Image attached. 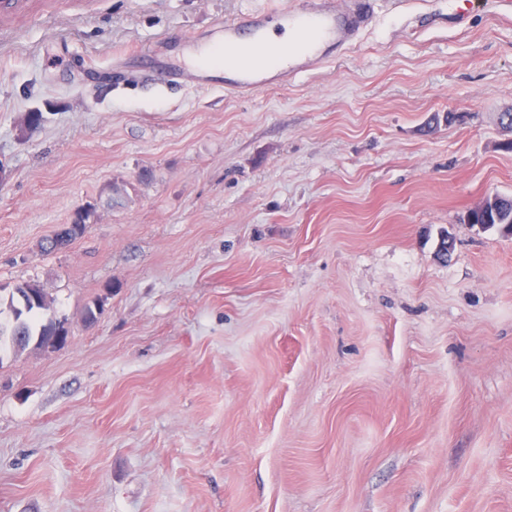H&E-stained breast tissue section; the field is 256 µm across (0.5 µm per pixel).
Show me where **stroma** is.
<instances>
[{"instance_id":"35a3bbf8","label":"stroma","mask_w":512,"mask_h":512,"mask_svg":"<svg viewBox=\"0 0 512 512\" xmlns=\"http://www.w3.org/2000/svg\"><path fill=\"white\" fill-rule=\"evenodd\" d=\"M286 2L0 16V296L69 331L0 356V512H512V236L461 220L512 197V20L385 0L317 75L194 85ZM94 209L91 205L75 210L71 216L69 224L62 233H55L54 237L47 240L43 248L46 251H52L69 245L71 242L81 238L89 224L94 220Z\"/></svg>"}]
</instances>
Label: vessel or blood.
<instances>
[{"mask_svg": "<svg viewBox=\"0 0 512 512\" xmlns=\"http://www.w3.org/2000/svg\"><path fill=\"white\" fill-rule=\"evenodd\" d=\"M373 18L372 0H353L347 8L337 6L336 0H298L291 7L250 11L227 20L217 46L227 71L223 89L246 96L314 74L335 60L337 48H355ZM273 26L294 30L296 46L269 41L265 32Z\"/></svg>", "mask_w": 512, "mask_h": 512, "instance_id": "obj_1", "label": "vessel or blood"}]
</instances>
